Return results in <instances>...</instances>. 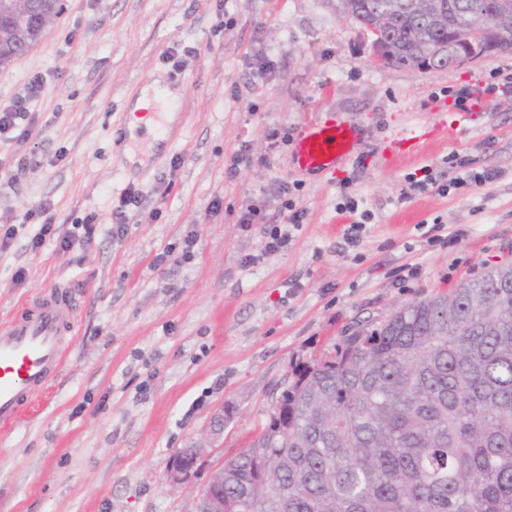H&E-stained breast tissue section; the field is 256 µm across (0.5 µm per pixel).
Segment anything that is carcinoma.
Listing matches in <instances>:
<instances>
[{"instance_id":"obj_1","label":"carcinoma","mask_w":512,"mask_h":512,"mask_svg":"<svg viewBox=\"0 0 512 512\" xmlns=\"http://www.w3.org/2000/svg\"><path fill=\"white\" fill-rule=\"evenodd\" d=\"M341 0L389 65L448 61V0ZM512 18V0H459ZM512 512V263L360 326L295 368L224 464V512Z\"/></svg>"}]
</instances>
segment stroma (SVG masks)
I'll list each match as a JSON object with an SVG mask.
<instances>
[{"instance_id": "1", "label": "stroma", "mask_w": 512, "mask_h": 512, "mask_svg": "<svg viewBox=\"0 0 512 512\" xmlns=\"http://www.w3.org/2000/svg\"><path fill=\"white\" fill-rule=\"evenodd\" d=\"M176 47L190 51L178 72L166 59ZM509 74L512 50L444 70L381 65L339 0H63L42 41L0 67L2 103L33 76L44 82L28 136L0 144V214L19 224L0 252V323L49 286L81 299L62 369L0 428V512H191L211 468L267 423L297 364L512 261V92L498 89ZM173 76L183 104L168 145L130 164V134L112 132ZM461 90L478 95L476 122L460 116ZM326 118L353 130L354 153L332 173L296 170L299 133ZM419 127L427 141L399 156L401 132ZM241 151L253 162L228 177ZM452 153L500 175L401 199L409 179L447 175ZM285 185L307 215L267 253ZM131 189L141 205L113 235L112 210ZM349 197L371 215L355 245ZM42 200L61 235L94 216L92 249L62 254L52 239L32 249ZM252 203L264 221L245 229ZM193 227V257L154 269ZM248 254L257 261L246 267ZM218 414L224 434L201 466L167 482L170 456Z\"/></svg>"}]
</instances>
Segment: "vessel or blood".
Segmentation results:
<instances>
[{
	"label": "vessel or blood",
	"mask_w": 512,
	"mask_h": 512,
	"mask_svg": "<svg viewBox=\"0 0 512 512\" xmlns=\"http://www.w3.org/2000/svg\"><path fill=\"white\" fill-rule=\"evenodd\" d=\"M357 145L354 132L328 121L307 124L298 135L292 164L322 174L350 156ZM76 293L68 286L45 289L21 317L0 326V425L14 424L23 407L38 396L61 369L65 335L74 328Z\"/></svg>",
	"instance_id": "vessel-or-blood-1"
}]
</instances>
